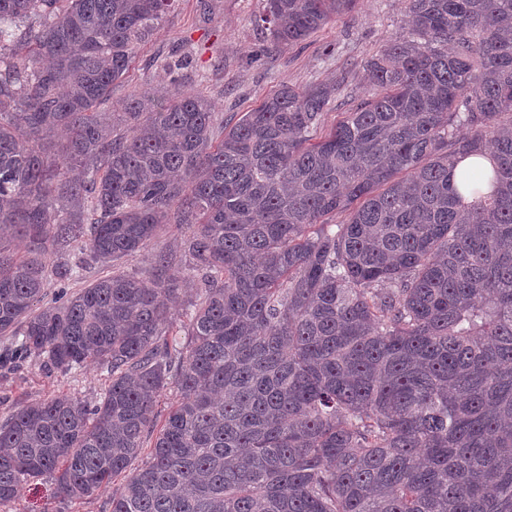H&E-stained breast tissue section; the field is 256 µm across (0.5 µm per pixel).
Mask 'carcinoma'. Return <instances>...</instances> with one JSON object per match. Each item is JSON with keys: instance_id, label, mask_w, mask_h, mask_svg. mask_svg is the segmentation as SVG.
Wrapping results in <instances>:
<instances>
[{"instance_id": "cac0c4a2", "label": "carcinoma", "mask_w": 512, "mask_h": 512, "mask_svg": "<svg viewBox=\"0 0 512 512\" xmlns=\"http://www.w3.org/2000/svg\"><path fill=\"white\" fill-rule=\"evenodd\" d=\"M173 2L0 0V224L27 244L0 242V364L111 377L0 424V505L44 475L91 497L154 432L109 512H512V0H409L334 126L342 78L281 87L217 144L196 92L98 111ZM354 2L265 0L262 22L291 45ZM170 222L201 273L186 340L170 255L42 304ZM105 274L106 270H103V267H101L99 264L90 263L84 266L83 269L79 270V272H77V274L74 275L70 280H66L65 283L50 279L45 286L46 296L44 303L54 302L62 291L67 292L68 296L79 292L82 288H85L91 282Z\"/></svg>"}]
</instances>
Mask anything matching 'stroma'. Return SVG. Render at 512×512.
<instances>
[{
  "mask_svg": "<svg viewBox=\"0 0 512 512\" xmlns=\"http://www.w3.org/2000/svg\"><path fill=\"white\" fill-rule=\"evenodd\" d=\"M265 0H175L157 33L144 42L134 63L112 85V109H121L134 96L166 87L165 63L182 60V90L202 92L215 110V139H222L223 124L235 123L282 86L302 88L312 83L344 79V94L325 115L334 125L363 91L364 61L387 41L399 36L407 23L408 0H356L351 11L334 18L297 45L272 46L265 42L258 21ZM185 227L170 224L148 246L119 265L120 270L147 275L158 254H173L170 274L180 295L172 321L184 326L186 312L199 286V274L180 253ZM109 383L106 368L87 364L68 372L49 371L35 357L0 367V419L18 406L58 393L84 403L99 400ZM54 481L44 476L29 482L19 498L0 512H105L112 497L105 489L84 499L60 505L53 495Z\"/></svg>",
  "mask_w": 512,
  "mask_h": 512,
  "instance_id": "35a3bbf8",
  "label": "stroma"
}]
</instances>
